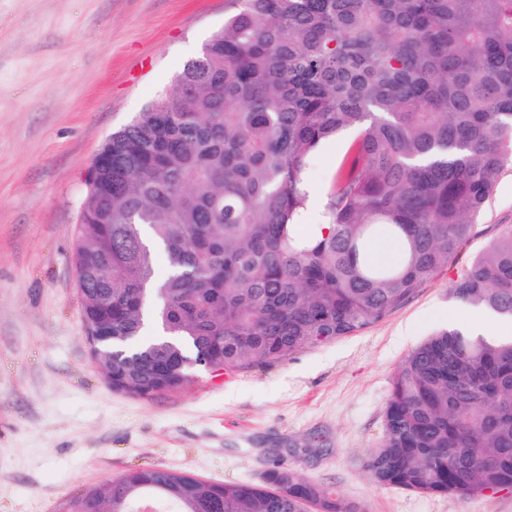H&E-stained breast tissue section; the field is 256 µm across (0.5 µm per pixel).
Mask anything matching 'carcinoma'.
<instances>
[{"instance_id": "carcinoma-1", "label": "carcinoma", "mask_w": 512, "mask_h": 512, "mask_svg": "<svg viewBox=\"0 0 512 512\" xmlns=\"http://www.w3.org/2000/svg\"><path fill=\"white\" fill-rule=\"evenodd\" d=\"M224 26L103 144L74 264L94 361L139 398L202 371L266 368L355 336L406 304L458 253L512 163V0H231ZM352 130L323 224L306 233L308 168ZM381 231L400 265L369 260ZM165 271L157 273V259ZM112 296V308L88 296ZM449 294L512 320V226ZM379 485L468 498L512 487V339L448 328L397 367ZM361 512L275 462L261 483L135 467L63 512Z\"/></svg>"}]
</instances>
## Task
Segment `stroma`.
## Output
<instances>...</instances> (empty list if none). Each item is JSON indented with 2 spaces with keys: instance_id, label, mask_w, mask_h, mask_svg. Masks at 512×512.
<instances>
[{
  "instance_id": "35a3bbf8",
  "label": "stroma",
  "mask_w": 512,
  "mask_h": 512,
  "mask_svg": "<svg viewBox=\"0 0 512 512\" xmlns=\"http://www.w3.org/2000/svg\"><path fill=\"white\" fill-rule=\"evenodd\" d=\"M229 0H0V512H62L126 470L211 483L262 481L272 461L335 486L364 512H512V494L458 498L378 485L392 376L447 317L473 255L512 225V165L468 244L407 304L354 336L283 363L200 373L142 399L113 391L90 357L74 274L75 226L97 152L222 27ZM341 132L313 154L305 223H320Z\"/></svg>"
}]
</instances>
